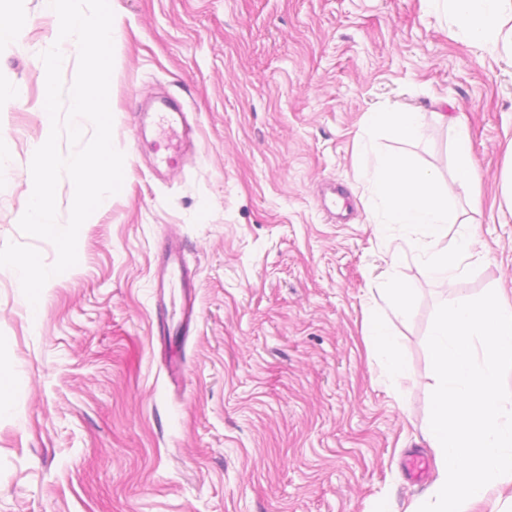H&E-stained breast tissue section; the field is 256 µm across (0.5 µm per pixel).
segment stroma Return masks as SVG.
Returning <instances> with one entry per match:
<instances>
[{
    "label": "stroma",
    "instance_id": "obj_1",
    "mask_svg": "<svg viewBox=\"0 0 512 512\" xmlns=\"http://www.w3.org/2000/svg\"><path fill=\"white\" fill-rule=\"evenodd\" d=\"M113 143L124 180L83 224L78 263L45 285L38 326L0 268V363L14 370L0 417V512H402L423 501L434 460L423 437L437 308L494 290L512 297V213L492 208L512 144V58L479 47L428 0H109ZM21 41L0 44V245H54L19 215L45 138L36 62L55 41L47 0H0ZM171 97L196 125L178 143ZM419 113L422 136H382L452 186L457 222L486 260L453 287L414 260L391 266L359 173L362 118ZM464 114L485 204L456 189ZM338 187L348 223L321 197ZM195 269V319L175 385L154 335L166 242ZM412 290L392 317L408 371L380 377L363 307L391 279ZM181 321L183 290L167 289ZM418 452L421 481L404 459Z\"/></svg>",
    "mask_w": 512,
    "mask_h": 512
}]
</instances>
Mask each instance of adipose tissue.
<instances>
[{
	"label": "adipose tissue",
	"instance_id": "1",
	"mask_svg": "<svg viewBox=\"0 0 512 512\" xmlns=\"http://www.w3.org/2000/svg\"><path fill=\"white\" fill-rule=\"evenodd\" d=\"M449 21L480 46L495 52L512 53V0H436ZM436 123L450 125L455 132V164L459 185L471 202L479 200V167L473 154L467 126L458 116L435 113ZM363 335L381 354V367L397 377H405L406 366L398 343L391 334L385 316L367 309L363 317Z\"/></svg>",
	"mask_w": 512,
	"mask_h": 512
}]
</instances>
